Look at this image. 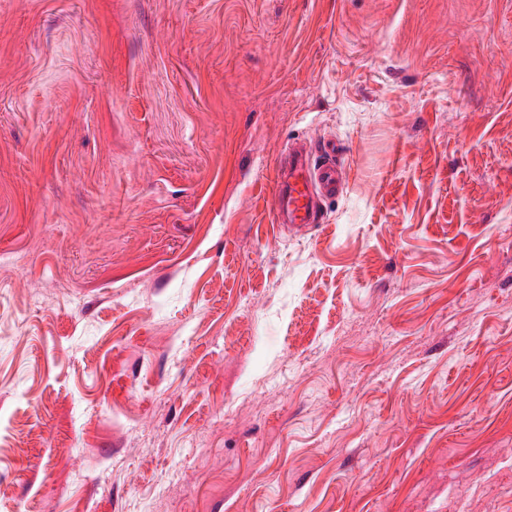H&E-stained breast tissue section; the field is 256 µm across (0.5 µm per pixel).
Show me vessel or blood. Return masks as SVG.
Instances as JSON below:
<instances>
[{
  "label": "vessel or blood",
  "mask_w": 512,
  "mask_h": 512,
  "mask_svg": "<svg viewBox=\"0 0 512 512\" xmlns=\"http://www.w3.org/2000/svg\"><path fill=\"white\" fill-rule=\"evenodd\" d=\"M341 178L332 155L311 157L306 147L289 151L288 165L275 179L273 212L281 223L300 231L316 221L317 198L336 195Z\"/></svg>",
  "instance_id": "vessel-or-blood-1"
}]
</instances>
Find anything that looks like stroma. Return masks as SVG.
Listing matches in <instances>:
<instances>
[{"label": "stroma", "instance_id": "35a3bbf8", "mask_svg": "<svg viewBox=\"0 0 512 512\" xmlns=\"http://www.w3.org/2000/svg\"><path fill=\"white\" fill-rule=\"evenodd\" d=\"M19 504L512 512V0H0ZM333 155L313 159L305 146L289 151L288 168L275 178L273 212L278 223H288L295 231L318 224L316 198L335 196L342 189Z\"/></svg>", "mask_w": 512, "mask_h": 512}]
</instances>
